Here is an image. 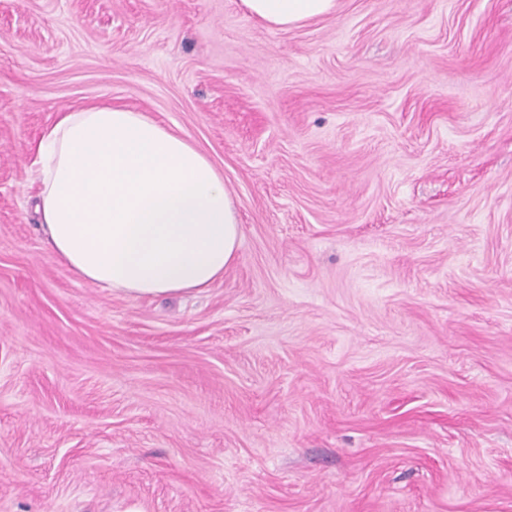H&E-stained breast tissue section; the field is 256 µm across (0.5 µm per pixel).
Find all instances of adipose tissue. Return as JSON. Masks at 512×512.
<instances>
[{
  "mask_svg": "<svg viewBox=\"0 0 512 512\" xmlns=\"http://www.w3.org/2000/svg\"><path fill=\"white\" fill-rule=\"evenodd\" d=\"M274 29L333 14L336 0H242ZM42 230L77 278L133 298L223 278L240 239L224 177L186 137L122 106L60 113L37 145Z\"/></svg>",
  "mask_w": 512,
  "mask_h": 512,
  "instance_id": "ef3b65f1",
  "label": "adipose tissue"
}]
</instances>
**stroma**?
I'll list each match as a JSON object with an SVG mask.
<instances>
[{
    "label": "stroma",
    "mask_w": 512,
    "mask_h": 512,
    "mask_svg": "<svg viewBox=\"0 0 512 512\" xmlns=\"http://www.w3.org/2000/svg\"><path fill=\"white\" fill-rule=\"evenodd\" d=\"M99 104L223 174L206 291L44 243L36 145ZM0 512H512V0H0ZM242 3L251 17L282 30L336 11V0H242Z\"/></svg>",
    "instance_id": "1"
}]
</instances>
